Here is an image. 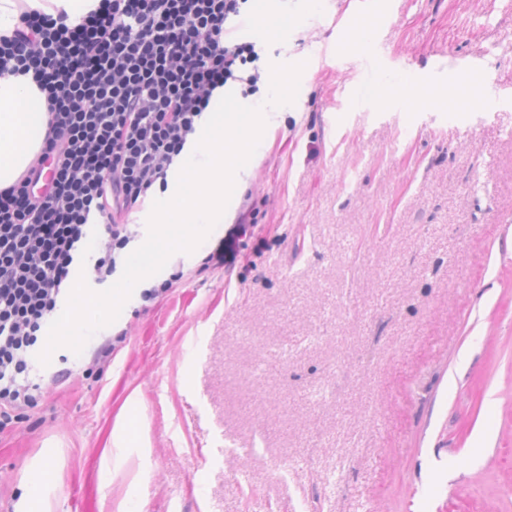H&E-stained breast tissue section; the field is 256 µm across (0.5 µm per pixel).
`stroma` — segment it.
<instances>
[{
	"mask_svg": "<svg viewBox=\"0 0 512 512\" xmlns=\"http://www.w3.org/2000/svg\"><path fill=\"white\" fill-rule=\"evenodd\" d=\"M352 0H286L266 64L304 63L224 221L90 339L111 366L44 392L0 436V512L60 451L52 512H512V99L468 112L357 102L338 43ZM383 59L481 57L512 91L506 0H392ZM259 217L240 231L245 202ZM224 265L203 268L216 245ZM139 393L151 452L111 484L98 455ZM289 465L278 478L275 464Z\"/></svg>",
	"mask_w": 512,
	"mask_h": 512,
	"instance_id": "stroma-1",
	"label": "stroma"
}]
</instances>
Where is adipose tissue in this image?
Wrapping results in <instances>:
<instances>
[{"label": "adipose tissue", "mask_w": 512, "mask_h": 512, "mask_svg": "<svg viewBox=\"0 0 512 512\" xmlns=\"http://www.w3.org/2000/svg\"><path fill=\"white\" fill-rule=\"evenodd\" d=\"M100 0H0V36L11 33L20 24L22 7L39 9L58 17L66 14L67 24L78 23ZM469 78H460L438 87L411 86L397 78L385 79L368 88L377 106L384 107L400 98L413 108L432 102L447 112L477 108V100L467 93ZM47 130L46 96L32 75L0 77V188L11 185L39 152ZM138 394L128 398L127 413L118 415L112 427L111 444L103 448L99 473L113 479L122 459L120 448L133 438H145V427L137 423ZM56 449L47 448L28 465L18 489L16 512H51V500L60 483L54 464Z\"/></svg>", "instance_id": "ef3b65f1"}]
</instances>
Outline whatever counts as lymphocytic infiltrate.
I'll return each instance as SVG.
<instances>
[{"label": "lymphocytic infiltrate", "mask_w": 512, "mask_h": 512, "mask_svg": "<svg viewBox=\"0 0 512 512\" xmlns=\"http://www.w3.org/2000/svg\"><path fill=\"white\" fill-rule=\"evenodd\" d=\"M247 3L103 0L73 26L24 13L0 37V75L33 74L48 111L39 155L0 189V434L38 404L31 359L75 275L111 282L131 213L167 190L217 91L259 92Z\"/></svg>", "instance_id": "f902f5d3"}]
</instances>
